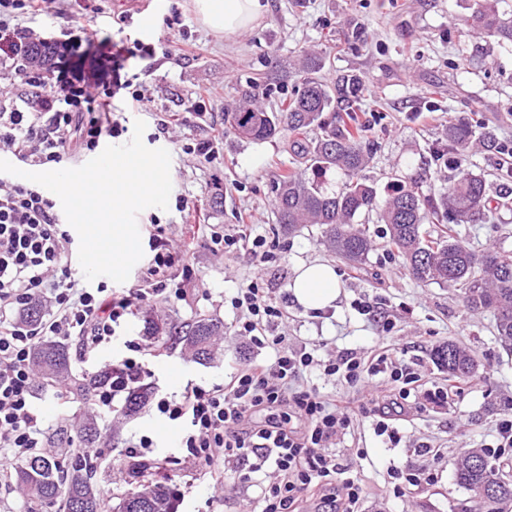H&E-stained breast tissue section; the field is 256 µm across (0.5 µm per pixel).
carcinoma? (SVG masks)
<instances>
[{
	"label": "carcinoma",
	"instance_id": "carcinoma-1",
	"mask_svg": "<svg viewBox=\"0 0 512 512\" xmlns=\"http://www.w3.org/2000/svg\"><path fill=\"white\" fill-rule=\"evenodd\" d=\"M499 0H473L463 19V33L484 34L512 44V17L499 10ZM324 58L302 51L288 72L294 91L276 111L258 104L257 79L239 91V98L224 108V120L232 133L247 141H264L288 131L301 135L320 130L311 149L299 155L301 169H294L275 185L276 220L285 230L301 224L323 228L329 248L349 264L363 263L374 241L362 224L361 215L375 213L385 225L388 245L403 258L410 274L419 282L436 283L459 290L474 311H490L495 318L498 340L512 348V256L496 250L477 254L452 236L434 238L426 224L485 223L506 200L490 196L486 179L461 163L448 188L438 194L423 190V179L407 185L393 184L384 204L367 183L363 171L371 158L370 143L364 141L365 125L356 113L363 111L364 83L357 75L343 74L330 83L316 74ZM448 152L453 158L466 155L475 142H492L488 133L477 135V126L465 120L448 123ZM334 169L342 177L339 191L329 193L306 175L308 169ZM150 335L163 343L174 336L182 350L196 362L214 360L213 340L224 335V322L206 316L180 324L154 325ZM436 363L451 378H466L476 372L474 355L448 341L432 349ZM37 389L64 382L83 403L93 401L95 386L112 376V369L75 374L70 345L47 339L36 346L32 358ZM150 387H132L120 414L132 416L142 409ZM106 444L98 416L62 417L48 437L47 448L19 463L14 484L23 497V512H170L167 487L160 482L138 484L107 506L98 483V464L88 452ZM455 482L469 494L472 506L464 512H512V461H502L482 448H469L456 463Z\"/></svg>",
	"mask_w": 512,
	"mask_h": 512
}]
</instances>
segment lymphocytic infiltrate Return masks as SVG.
Segmentation results:
<instances>
[{
    "instance_id": "lymphocytic-infiltrate-1",
    "label": "lymphocytic infiltrate",
    "mask_w": 512,
    "mask_h": 512,
    "mask_svg": "<svg viewBox=\"0 0 512 512\" xmlns=\"http://www.w3.org/2000/svg\"><path fill=\"white\" fill-rule=\"evenodd\" d=\"M71 0H0V70L18 74L21 89L0 97V144L25 165L43 170L60 164L71 142L92 152L102 135L120 136L124 128L112 100L126 93L131 110H145L150 97L139 74H114L105 89L68 78L63 61L79 43L58 36L38 37L37 17L67 11ZM187 225L151 224L153 257L137 287L120 291L106 280L86 281L72 269L74 239L62 222L57 201L40 186L0 174V469L43 448L46 432L35 410L34 347L44 336L78 339L82 349L110 343L120 319L144 307L183 299L184 284L195 278L193 239ZM263 277L243 284L233 297L242 312L237 333L273 357L239 364L225 385H191L176 397L159 398L155 410L171 421H186L181 440L185 463L210 470L214 489H223L229 472L261 475L264 486L256 512H362L359 477L338 461L331 447L357 416L374 420V433L391 445L401 441L410 397L447 405L448 387L428 386L414 362L388 347L341 350L318 358L289 345L278 334L284 311L274 302ZM33 303L47 311L35 326L22 316ZM127 357L112 366V381L97 391L95 403L117 407L133 385L150 373L147 357L165 355L166 346L144 336L127 341ZM351 388H368L365 402L328 398L304 382L306 373ZM152 437L140 436L125 449L117 466L120 481L146 482L169 475L173 460L158 456ZM431 469L411 463L391 465L385 495L405 497L411 488L434 485Z\"/></svg>"
}]
</instances>
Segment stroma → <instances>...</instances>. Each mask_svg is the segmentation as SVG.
<instances>
[{"mask_svg": "<svg viewBox=\"0 0 512 512\" xmlns=\"http://www.w3.org/2000/svg\"><path fill=\"white\" fill-rule=\"evenodd\" d=\"M472 0H264L265 12L258 26L235 41H225L198 20L193 0H158L151 42L157 48V66L145 82L152 102L147 110L123 111L124 127L119 144L133 135L135 120L146 124L145 146L167 149L171 156V199L184 198L200 208L207 224L195 233L192 257L198 278L188 284V297L150 309L123 322L110 344L91 354L72 348L73 367L81 372L120 360L127 340L147 335L149 322L179 323L199 316L223 320L224 334L214 342L215 362L201 365L184 355L180 345L170 344L167 360L178 366L179 381H171L156 360L146 359L149 380L159 396L180 394L186 386L223 383L232 368L255 356L271 357L272 349H257L237 339L241 317L231 305L238 288L263 276L273 288V298L286 313L278 330L291 343L314 348L365 349L384 342L405 360L418 361L420 372L436 383L448 375L431 357L436 345L454 341L475 353L479 366L470 386L450 408L439 410L413 405L400 422L402 440L391 445L377 437L371 419L358 418L336 445L342 464L360 477L366 487L365 512H460L468 494L454 481L453 463L465 449L482 448L493 440L499 419L512 413V351L494 335L493 317L471 311L460 291L436 283L415 280L402 258L386 244L383 225L368 219L365 227L375 242L366 261L352 266L334 258L323 243L322 229L305 224L285 231L276 222L273 184L279 175L298 165L290 149L291 139L279 136L265 142L241 140L232 133L214 145L211 156L192 153L195 141L209 134L211 125H223L224 106L238 96L247 81L273 78V93L265 97L266 109L276 108L291 85L288 64L302 49L323 54L325 79L341 73L360 76L365 84L367 137L375 145L364 174L374 185L378 200H385L394 181L407 182L426 175L435 190L448 184L453 171L437 155L446 141L449 121L460 118L484 122L496 143H512V45L480 35L460 34L461 19L469 14ZM92 14L77 9L57 18L56 30H67L84 41L82 52L69 56L68 70L87 83L100 86L116 67V45L139 38L137 0H130V17L123 26L112 23L118 0H101ZM180 25L168 26L174 12ZM194 46V54L178 53L180 41ZM208 91L205 124H198L189 107L199 91ZM181 112L185 124L169 138L156 135V115ZM223 192L224 204L214 209L210 198ZM252 218L258 235L280 244L282 256L258 266L249 249L215 250L212 231L236 234L241 216ZM431 235L452 231L472 251L495 249L512 255V210L500 211L484 224H432ZM331 262L340 279V296L329 315L319 317L295 303L288 285L295 267L303 262ZM381 296L392 305L406 304L409 313L395 315V327L381 335L377 324L354 308L355 300ZM98 416L112 425L109 447L98 449L97 462L102 490L119 498L124 486L113 480L116 453L140 435L152 436L158 452L177 458L174 483L181 496L179 512H248L261 492L257 480L231 475L223 497H211L210 475L205 468L184 464L186 449L168 441L165 430L182 435L186 424L159 416L146 407L130 419L98 409ZM435 446L441 456L438 479L426 490L405 498H382L391 464L412 461L430 465L418 455V445Z\"/></svg>", "mask_w": 512, "mask_h": 512, "instance_id": "obj_1", "label": "stroma"}]
</instances>
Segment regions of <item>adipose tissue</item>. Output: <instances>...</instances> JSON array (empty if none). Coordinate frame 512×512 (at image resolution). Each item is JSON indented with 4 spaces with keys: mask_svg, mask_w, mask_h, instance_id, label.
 Instances as JSON below:
<instances>
[{
    "mask_svg": "<svg viewBox=\"0 0 512 512\" xmlns=\"http://www.w3.org/2000/svg\"><path fill=\"white\" fill-rule=\"evenodd\" d=\"M193 3L201 22L228 38L252 30L264 14L261 0H193ZM339 288L335 268L325 261L299 264L289 284L296 302L312 310L333 306Z\"/></svg>",
    "mask_w": 512,
    "mask_h": 512,
    "instance_id": "1",
    "label": "adipose tissue"
}]
</instances>
